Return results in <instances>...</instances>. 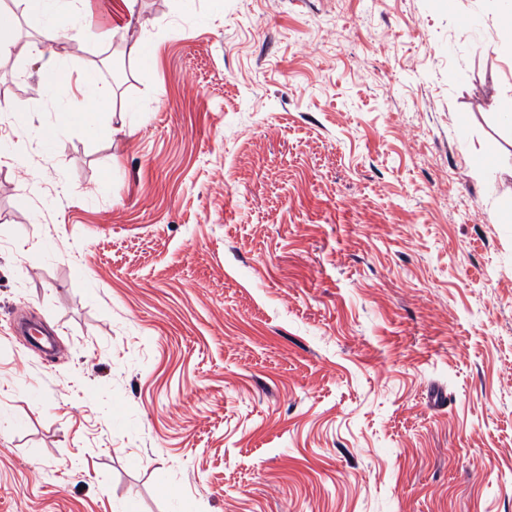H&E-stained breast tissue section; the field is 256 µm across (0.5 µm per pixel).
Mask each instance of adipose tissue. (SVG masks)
<instances>
[{"label":"adipose tissue","mask_w":512,"mask_h":512,"mask_svg":"<svg viewBox=\"0 0 512 512\" xmlns=\"http://www.w3.org/2000/svg\"><path fill=\"white\" fill-rule=\"evenodd\" d=\"M27 14L36 16L42 24V34L46 39H54L58 35V20L62 15H71L68 27L69 37L73 40L82 39L85 35L83 21L86 17L88 0H20ZM38 85L41 97L45 100L54 99L64 87H75L76 104L80 110L78 115L81 123L89 129H96V116L102 106L112 101V87L101 82L88 71L62 62L42 64L38 72Z\"/></svg>","instance_id":"1"}]
</instances>
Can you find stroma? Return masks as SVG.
Wrapping results in <instances>:
<instances>
[{
    "instance_id": "obj_1",
    "label": "stroma",
    "mask_w": 512,
    "mask_h": 512,
    "mask_svg": "<svg viewBox=\"0 0 512 512\" xmlns=\"http://www.w3.org/2000/svg\"><path fill=\"white\" fill-rule=\"evenodd\" d=\"M507 8L7 0L0 512H512ZM24 4L27 14L36 16L42 24V35L48 40H54L60 27L58 19L64 14L72 17L68 27L71 40L82 39L85 35L82 21L86 17L88 0H20L15 1ZM72 83L77 92L76 104L79 111L73 109V112H66L64 118L76 115L81 123L96 132L97 114L102 106L112 104V86L101 82L86 70L60 61L41 65L38 72V85L42 100L54 99L61 88L71 87Z\"/></svg>"
}]
</instances>
